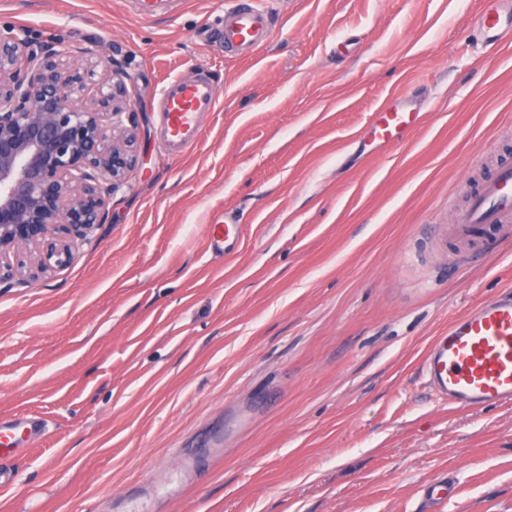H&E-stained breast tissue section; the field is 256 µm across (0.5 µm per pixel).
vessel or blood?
<instances>
[{"instance_id": "b4317fda", "label": "vessel or blood", "mask_w": 512, "mask_h": 512, "mask_svg": "<svg viewBox=\"0 0 512 512\" xmlns=\"http://www.w3.org/2000/svg\"><path fill=\"white\" fill-rule=\"evenodd\" d=\"M472 23L493 49L512 44V6L479 11ZM276 28L275 11L263 0H226L223 42L228 54L255 55L267 45ZM217 93L207 78L165 79L158 92L161 140L169 155L178 157L201 139V115L215 111ZM416 123L415 113L398 105H380L372 124L383 145L403 140ZM512 230V165L501 166L486 180L469 204L453 211L449 226L469 238L476 226ZM242 228L232 213L212 232L209 249L232 254ZM421 371L429 388L455 408L483 409L512 401V291L483 300L450 321L426 350ZM47 422L31 414L0 418V488L13 486L17 473L9 461L40 446Z\"/></svg>"}]
</instances>
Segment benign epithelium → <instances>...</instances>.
Listing matches in <instances>:
<instances>
[{"label":"benign epithelium","instance_id":"1","mask_svg":"<svg viewBox=\"0 0 512 512\" xmlns=\"http://www.w3.org/2000/svg\"><path fill=\"white\" fill-rule=\"evenodd\" d=\"M124 70L91 45L0 24V283L68 264L136 164Z\"/></svg>","mask_w":512,"mask_h":512}]
</instances>
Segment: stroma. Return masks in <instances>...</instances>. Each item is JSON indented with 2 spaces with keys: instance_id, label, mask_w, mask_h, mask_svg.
Returning <instances> with one entry per match:
<instances>
[{
  "instance_id": "1",
  "label": "stroma",
  "mask_w": 512,
  "mask_h": 512,
  "mask_svg": "<svg viewBox=\"0 0 512 512\" xmlns=\"http://www.w3.org/2000/svg\"><path fill=\"white\" fill-rule=\"evenodd\" d=\"M225 0H0V24L123 63L138 164L53 276L0 284V417L49 424L0 512H512V402L440 401L434 336L512 288V238L412 252L512 161V46L482 0H288L228 56ZM206 71L218 103L173 158L156 95ZM411 106L378 147L376 108ZM232 209V258L207 230ZM451 477L430 508L421 488ZM509 0H500L501 8H487L470 21L474 30L485 44L493 49L512 44V4L506 7Z\"/></svg>"
}]
</instances>
